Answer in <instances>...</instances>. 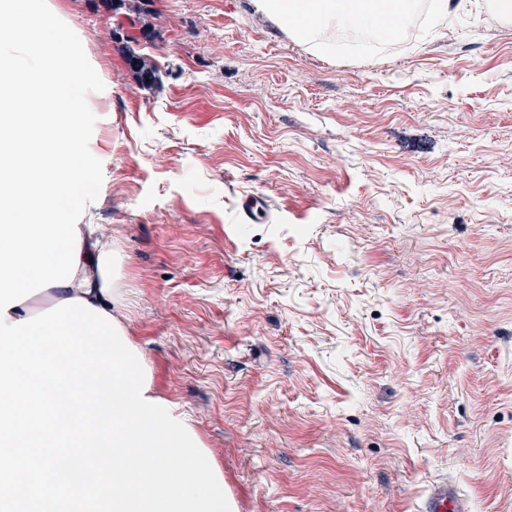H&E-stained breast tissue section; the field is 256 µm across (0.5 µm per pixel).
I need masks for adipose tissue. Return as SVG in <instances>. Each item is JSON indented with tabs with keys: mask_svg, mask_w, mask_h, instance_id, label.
I'll use <instances>...</instances> for the list:
<instances>
[{
	"mask_svg": "<svg viewBox=\"0 0 512 512\" xmlns=\"http://www.w3.org/2000/svg\"><path fill=\"white\" fill-rule=\"evenodd\" d=\"M253 13L317 53L337 48L336 34L370 29L376 46H386L402 34L418 0H250ZM80 264L71 283L44 290L50 304L79 297L97 309L118 315L122 305L112 268L116 256L98 229L81 235Z\"/></svg>",
	"mask_w": 512,
	"mask_h": 512,
	"instance_id": "1",
	"label": "adipose tissue"
}]
</instances>
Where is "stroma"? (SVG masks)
I'll list each match as a JSON object with an SVG mask.
<instances>
[{
	"label": "stroma",
	"mask_w": 512,
	"mask_h": 512,
	"mask_svg": "<svg viewBox=\"0 0 512 512\" xmlns=\"http://www.w3.org/2000/svg\"><path fill=\"white\" fill-rule=\"evenodd\" d=\"M99 2L47 0L105 85L85 220L236 512H416L441 481L512 512V24L460 0L370 63L154 0L148 91ZM124 60L129 70L143 87L151 89L161 85V70L151 56L128 44ZM134 60H137V63H134Z\"/></svg>",
	"instance_id": "stroma-1"
}]
</instances>
